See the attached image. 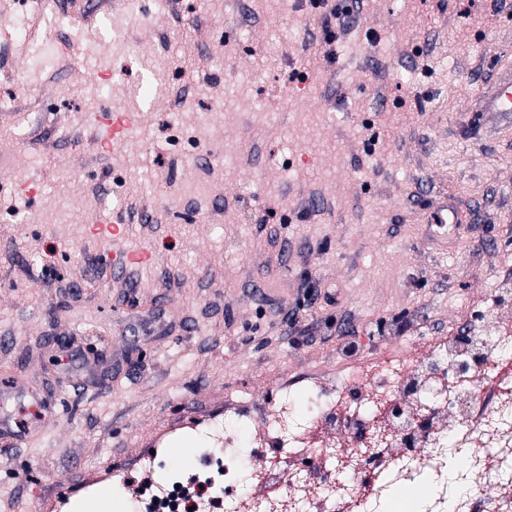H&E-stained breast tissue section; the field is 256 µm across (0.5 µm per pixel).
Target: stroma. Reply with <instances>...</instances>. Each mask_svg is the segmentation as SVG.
Wrapping results in <instances>:
<instances>
[{
	"label": "stroma",
	"instance_id": "1",
	"mask_svg": "<svg viewBox=\"0 0 512 512\" xmlns=\"http://www.w3.org/2000/svg\"><path fill=\"white\" fill-rule=\"evenodd\" d=\"M18 2L0 0V91L40 119L24 138L0 118V148L43 185L0 189V376L24 382L0 412L35 438L0 456V512L53 488L82 512L85 474L144 448L196 460L193 423L238 391L288 379L309 411L311 371L421 355L512 275V125L474 100L512 68V0H339L351 24L324 48L309 0H140L120 37L102 10L38 17L39 51ZM151 64L192 87L180 127L159 98L93 148L89 115L127 111ZM128 200L147 222L94 225ZM445 204L460 223L434 224ZM145 246L152 265L114 275ZM114 273L116 275H123L129 269L131 264H150L153 261L154 251L142 248L138 252L128 253L122 249L114 252Z\"/></svg>",
	"mask_w": 512,
	"mask_h": 512
}]
</instances>
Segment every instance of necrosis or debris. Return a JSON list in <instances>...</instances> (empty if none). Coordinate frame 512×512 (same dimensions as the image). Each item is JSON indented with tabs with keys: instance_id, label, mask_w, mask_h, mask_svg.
Listing matches in <instances>:
<instances>
[{
	"instance_id": "4bbe7bcc",
	"label": "necrosis or debris",
	"mask_w": 512,
	"mask_h": 512,
	"mask_svg": "<svg viewBox=\"0 0 512 512\" xmlns=\"http://www.w3.org/2000/svg\"><path fill=\"white\" fill-rule=\"evenodd\" d=\"M470 344L443 336L429 349V361L415 366L405 358L389 359L368 371L356 366L320 373L309 387L320 405L317 417L300 415L287 384H279L273 402L247 397L224 409V423L209 434L221 452H204L197 467L167 464L159 453L140 460L142 479L116 471L112 482L128 495L134 512H224L235 499L241 474H248L242 512H384L393 484L405 495H418V512H512V386L480 376H447L445 367L462 363L471 346L493 351L503 369L512 368V309L489 302L482 324L465 328ZM347 416L358 435L336 440L320 437L329 417ZM417 429L421 447L392 478L362 487L337 483V448L349 449V466L359 467L371 451L394 447L407 426ZM247 448H268L263 467L240 470L237 456ZM452 448L468 456L460 472L465 487L456 500L447 493V457ZM493 480L495 494L485 499L472 489Z\"/></svg>"
}]
</instances>
